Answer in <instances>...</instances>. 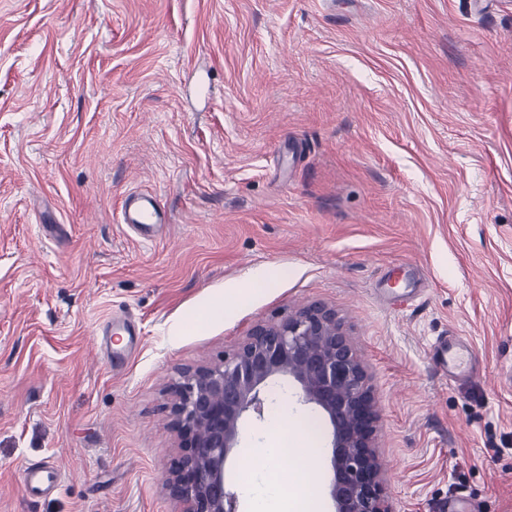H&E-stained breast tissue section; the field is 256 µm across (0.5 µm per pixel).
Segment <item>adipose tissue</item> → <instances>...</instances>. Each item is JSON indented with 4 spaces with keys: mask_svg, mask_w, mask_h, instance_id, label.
<instances>
[{
    "mask_svg": "<svg viewBox=\"0 0 512 512\" xmlns=\"http://www.w3.org/2000/svg\"><path fill=\"white\" fill-rule=\"evenodd\" d=\"M287 418L284 410L273 411L267 427L266 447L248 448L242 454V470H252L258 463L266 476L264 490H257L249 483L242 488L249 512H320L316 488L321 476L314 453L317 435L304 420L299 421L297 429H290ZM288 439L299 445L302 458L300 466L285 479L281 476V449Z\"/></svg>",
    "mask_w": 512,
    "mask_h": 512,
    "instance_id": "1",
    "label": "adipose tissue"
}]
</instances>
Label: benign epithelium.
I'll use <instances>...</instances> for the list:
<instances>
[{
    "instance_id": "1",
    "label": "benign epithelium",
    "mask_w": 512,
    "mask_h": 512,
    "mask_svg": "<svg viewBox=\"0 0 512 512\" xmlns=\"http://www.w3.org/2000/svg\"><path fill=\"white\" fill-rule=\"evenodd\" d=\"M280 378L293 382L301 401L330 427L334 512H392L368 365L344 319L318 300L256 323L223 360L181 373L169 421L178 450L165 479L181 512H239L226 483L227 462L239 447L244 418L263 415L268 390Z\"/></svg>"
}]
</instances>
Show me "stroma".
<instances>
[{
  "label": "stroma",
  "instance_id": "1",
  "mask_svg": "<svg viewBox=\"0 0 512 512\" xmlns=\"http://www.w3.org/2000/svg\"><path fill=\"white\" fill-rule=\"evenodd\" d=\"M315 300L393 512H512V0H0V512H179L171 384ZM121 212L123 224L139 231L144 240H151L155 229L167 223L165 214L151 195L129 194L122 202Z\"/></svg>",
  "mask_w": 512,
  "mask_h": 512
}]
</instances>
